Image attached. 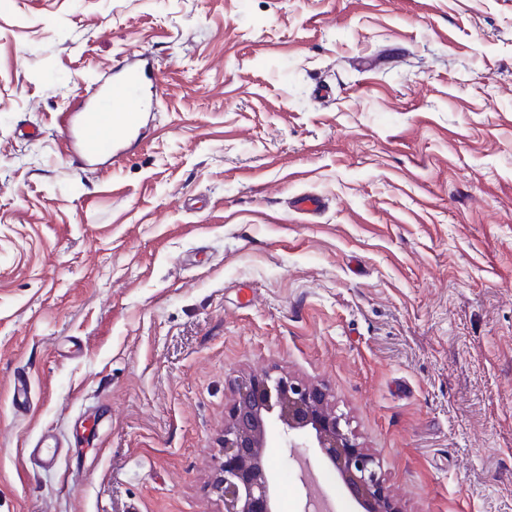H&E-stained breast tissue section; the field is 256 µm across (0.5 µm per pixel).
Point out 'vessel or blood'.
Instances as JSON below:
<instances>
[{
    "label": "vessel or blood",
    "mask_w": 512,
    "mask_h": 512,
    "mask_svg": "<svg viewBox=\"0 0 512 512\" xmlns=\"http://www.w3.org/2000/svg\"><path fill=\"white\" fill-rule=\"evenodd\" d=\"M116 74L117 82L104 87L95 101L81 104L62 120L79 162L88 166L105 155L120 160L121 138L140 131L145 109L154 105L145 88L146 67L141 60L120 63Z\"/></svg>",
    "instance_id": "b4317fda"
}]
</instances>
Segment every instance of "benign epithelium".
Listing matches in <instances>:
<instances>
[{
    "label": "benign epithelium",
    "instance_id": "benign-epithelium-1",
    "mask_svg": "<svg viewBox=\"0 0 512 512\" xmlns=\"http://www.w3.org/2000/svg\"><path fill=\"white\" fill-rule=\"evenodd\" d=\"M273 422L286 447L319 449L364 512H400L376 457L357 442L326 389L276 370L245 377L234 386L212 483L224 500V512H276L274 479L266 463Z\"/></svg>",
    "mask_w": 512,
    "mask_h": 512
}]
</instances>
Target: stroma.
<instances>
[{
  "instance_id": "obj_1",
  "label": "stroma",
  "mask_w": 512,
  "mask_h": 512,
  "mask_svg": "<svg viewBox=\"0 0 512 512\" xmlns=\"http://www.w3.org/2000/svg\"><path fill=\"white\" fill-rule=\"evenodd\" d=\"M132 54L142 138L81 165L57 117ZM270 369L401 512H512V0H0V512H224L233 385Z\"/></svg>"
}]
</instances>
